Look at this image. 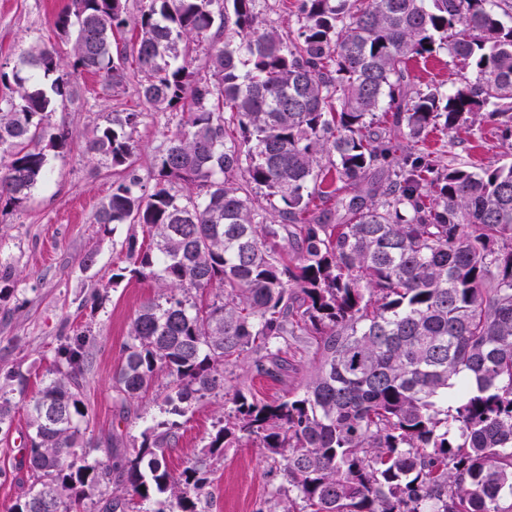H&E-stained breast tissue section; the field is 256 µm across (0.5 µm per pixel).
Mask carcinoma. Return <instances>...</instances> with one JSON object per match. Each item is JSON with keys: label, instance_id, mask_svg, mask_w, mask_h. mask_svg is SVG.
Returning a JSON list of instances; mask_svg holds the SVG:
<instances>
[{"label": "carcinoma", "instance_id": "1", "mask_svg": "<svg viewBox=\"0 0 512 512\" xmlns=\"http://www.w3.org/2000/svg\"><path fill=\"white\" fill-rule=\"evenodd\" d=\"M54 26L74 38L73 70L120 86L128 25L138 96L178 112L152 182L133 168L112 113L86 150L119 176L99 224H143L127 242L131 276L150 279L113 376L121 406L169 378L168 412L209 395L231 403L204 452L246 438L279 464L271 512H512V163L476 172L418 143L493 123L512 141V0H298L293 37L266 22L258 0H70ZM205 65L196 42L214 24ZM440 49L471 71L443 94L408 62ZM55 49L37 42L0 98V199H27L47 153L71 137L50 117L73 97ZM382 120H375L376 112ZM332 201L319 208L314 201ZM313 350L301 388L267 402L226 387V367L254 355L260 375L288 366V347ZM89 340L65 336L26 410L32 485L11 512H100L129 500L156 512H198L211 470L172 473L173 421L139 446L92 456L83 374ZM19 397L28 378L8 370ZM16 403L0 395V433Z\"/></svg>", "mask_w": 512, "mask_h": 512}]
</instances>
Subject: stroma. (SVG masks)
Instances as JSON below:
<instances>
[{"label":"stroma","mask_w":512,"mask_h":512,"mask_svg":"<svg viewBox=\"0 0 512 512\" xmlns=\"http://www.w3.org/2000/svg\"><path fill=\"white\" fill-rule=\"evenodd\" d=\"M70 0H0V65L14 66L36 41L55 48L62 63H69L70 41L54 28L55 18ZM418 79L449 90L460 69L446 51L412 62ZM126 84L117 90L101 77L75 73L74 95L58 106L51 122L73 135L63 150L48 156V175L29 198L16 205L0 204V267L13 269L11 294L0 301V393L12 385L3 373L23 372L28 392L41 388L63 336L90 337V363L84 393L89 406L86 435L96 443V456L122 454L141 441L142 431L169 420L163 403L166 378H159L148 398L132 403L121 414L114 400L112 377L123 362L122 344L141 306L157 299L153 281L125 278L113 283L112 275L127 267L125 243L129 237L144 241L146 227L138 224H98L96 215L112 193L114 170L109 158L86 152L85 141L108 126L113 113L134 112L138 119L131 130L136 146V173L151 181L159 145L176 129L174 114L150 112L140 100V78L129 68ZM431 148H444L445 162L463 163L472 169L512 161V146L503 143L493 124L460 130L455 136L429 133ZM289 368L277 379L256 375L252 359L238 362L234 383L246 384L258 399L273 401L298 390L313 366V354L305 348L288 352ZM225 412L224 400L209 397L181 417L183 433L167 457L171 472H181L188 458L215 434ZM28 419L25 407H17L8 435H0V512H10L28 491L29 473L18 470L28 450ZM213 486L200 512H258L268 491L280 482L272 460L251 441L241 440L210 465Z\"/></svg>","instance_id":"35a3bbf8"}]
</instances>
